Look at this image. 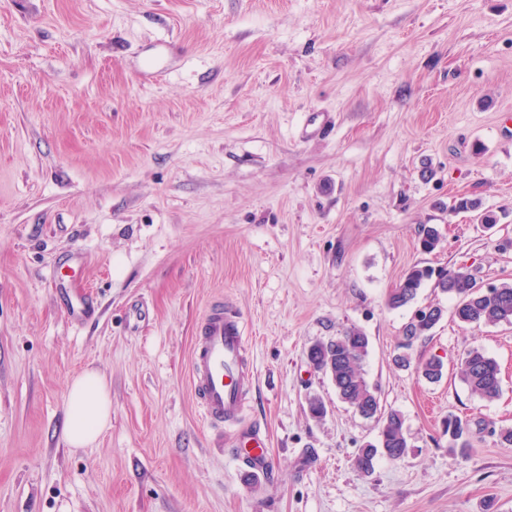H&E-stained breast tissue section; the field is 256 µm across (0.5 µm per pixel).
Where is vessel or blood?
I'll use <instances>...</instances> for the list:
<instances>
[{"label": "vessel or blood", "mask_w": 512, "mask_h": 512, "mask_svg": "<svg viewBox=\"0 0 512 512\" xmlns=\"http://www.w3.org/2000/svg\"><path fill=\"white\" fill-rule=\"evenodd\" d=\"M244 346L240 317L224 311L222 306L211 307L199 326L190 378L203 418L215 426L238 429L237 453L243 456L250 472L265 475L271 469L266 439L259 431L241 425L246 398L253 386Z\"/></svg>", "instance_id": "b4317fda"}]
</instances>
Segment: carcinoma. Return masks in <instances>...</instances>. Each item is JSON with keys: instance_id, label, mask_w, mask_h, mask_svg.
<instances>
[{"instance_id": "obj_1", "label": "carcinoma", "mask_w": 512, "mask_h": 512, "mask_svg": "<svg viewBox=\"0 0 512 512\" xmlns=\"http://www.w3.org/2000/svg\"><path fill=\"white\" fill-rule=\"evenodd\" d=\"M455 211L475 212L480 219L490 221L491 215L482 210L481 200L460 199L453 206ZM440 236L433 227H425L419 240L421 250L431 253L439 245ZM434 279V287L441 293L457 299L455 316L465 326L512 324V284L498 286V292L487 294L476 288L474 276L466 271L441 272L433 277V270L418 265L405 275L399 287L387 298L391 309H399L412 304L425 281ZM368 338L362 332L350 329L336 339L319 342L310 347L312 361L317 368L327 374L338 397L354 410H365L380 404L376 388L364 377L362 365L368 356ZM418 373L430 382H438L443 377V364L436 358H429L418 364ZM459 376L467 389L492 401L500 394L499 369L497 362L479 348H473L460 362ZM379 443L369 444L360 449L355 458L356 468L365 474L374 469L377 457L399 460L409 452L403 431V418L395 410L383 413L378 421ZM448 447L455 454H466L469 444L465 439L467 424L457 417L448 418Z\"/></svg>"}]
</instances>
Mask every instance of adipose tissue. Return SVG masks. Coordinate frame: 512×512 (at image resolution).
I'll return each mask as SVG.
<instances>
[{
  "label": "adipose tissue",
  "instance_id": "ef3b65f1",
  "mask_svg": "<svg viewBox=\"0 0 512 512\" xmlns=\"http://www.w3.org/2000/svg\"><path fill=\"white\" fill-rule=\"evenodd\" d=\"M111 408L108 384L98 371L87 369L75 377L68 385L63 428L68 445H93L110 421Z\"/></svg>",
  "mask_w": 512,
  "mask_h": 512
}]
</instances>
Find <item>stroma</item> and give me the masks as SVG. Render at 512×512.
<instances>
[{
  "mask_svg": "<svg viewBox=\"0 0 512 512\" xmlns=\"http://www.w3.org/2000/svg\"><path fill=\"white\" fill-rule=\"evenodd\" d=\"M415 265L512 284V0H0V512H512V324L461 326L429 283L388 308ZM219 302L245 325L266 480L191 390ZM427 305L444 316L411 354L437 383L393 363ZM350 328L410 445L368 474L376 423L307 359ZM473 348L494 401L459 378ZM87 369L112 414L75 449ZM497 362L479 348L467 351L460 362L459 376L467 389L482 399L493 401L500 394ZM112 401L105 378L94 369L84 370L68 385L63 428L72 448L93 445L110 422ZM448 449L450 452L465 455L469 444L465 439L467 434V424L460 418L448 416Z\"/></svg>",
  "mask_w": 512,
  "mask_h": 512,
  "instance_id": "1",
  "label": "stroma"
}]
</instances>
